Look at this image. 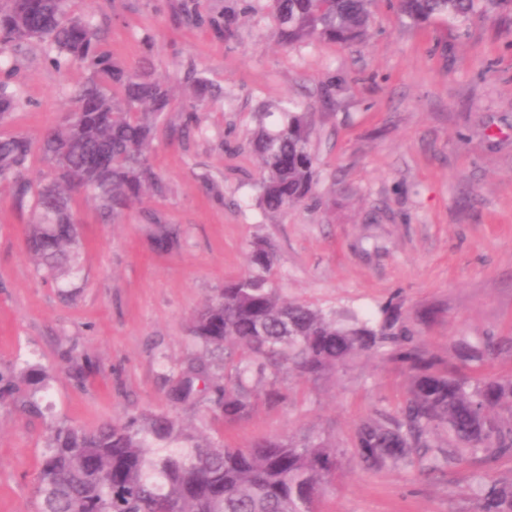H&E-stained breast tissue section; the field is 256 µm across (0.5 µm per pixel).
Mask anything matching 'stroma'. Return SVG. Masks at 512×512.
<instances>
[{
    "label": "stroma",
    "mask_w": 512,
    "mask_h": 512,
    "mask_svg": "<svg viewBox=\"0 0 512 512\" xmlns=\"http://www.w3.org/2000/svg\"><path fill=\"white\" fill-rule=\"evenodd\" d=\"M71 4L116 64L150 63L170 86L150 153L166 189L117 224L74 195L81 271L56 280L29 257L28 216L0 186V368L29 359L53 374L43 414L0 402V512H36L51 427L172 412L165 377L201 352L188 335L193 313L248 273L258 243L273 253L270 275L288 300L368 315L401 305L441 365L512 376V15L415 26L395 0H375L366 41L285 46L267 0ZM191 66L223 97L191 105L183 83ZM86 77L75 63L51 66L40 44L9 47L0 80L19 85L25 103L0 135L38 139ZM292 105L308 116L319 183L312 198L269 214L255 200L250 139ZM191 111L197 124L180 136ZM153 214L178 231L176 249H153ZM464 336H492L502 348L462 364L454 346ZM74 354L88 361L78 379ZM410 376L380 352L308 379L283 376L282 401L256 400L238 421L204 405L183 418L232 446L330 439L343 457L321 512H470L475 480L512 481V457L428 477L413 466L368 470L352 457L356 425L397 412Z\"/></svg>",
    "instance_id": "obj_1"
}]
</instances>
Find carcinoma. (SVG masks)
<instances>
[{"mask_svg": "<svg viewBox=\"0 0 512 512\" xmlns=\"http://www.w3.org/2000/svg\"><path fill=\"white\" fill-rule=\"evenodd\" d=\"M68 0H0V53L36 40L60 67L77 61L89 73L73 88L66 119L34 142L0 136V184L16 206L29 209L25 247L37 267L58 278L78 271L81 241L71 206L74 192L98 204L115 222L149 192L162 191L149 163L157 119L171 90L152 69L112 62L97 30L66 8ZM285 46L305 39L343 44L369 33L374 0H268ZM412 24L445 18L459 26L488 13H512V0H397ZM185 84L194 97L219 96L192 70ZM20 106L10 82L0 81V121ZM306 113L287 111L274 132L252 139L260 179L257 203L278 212L309 198L317 184ZM49 168L35 184L24 171L34 156ZM153 247L171 251L178 238L158 216L151 219ZM274 260L257 247L251 272L224 283L193 316L189 331L202 355L168 378L170 396L193 404L209 394V410L224 422L249 414L253 396L275 404L280 375H314L385 350L412 372L401 409L361 423L354 446L371 469L417 465L425 476L469 459L512 456V378L463 377L438 369L434 355L414 342L401 307L388 304L376 318L340 315L283 297L268 276ZM489 336L461 339L464 362L497 354ZM224 374L210 373L214 358ZM50 371L26 363L0 371V398L27 413L41 412L37 395ZM341 451L319 435L272 438L231 448L190 431L177 414L132 416L95 429L56 426L41 454L35 484L38 512H317L332 482ZM472 512H512V483L477 482Z\"/></svg>", "mask_w": 512, "mask_h": 512, "instance_id": "cac0c4a2", "label": "carcinoma"}]
</instances>
